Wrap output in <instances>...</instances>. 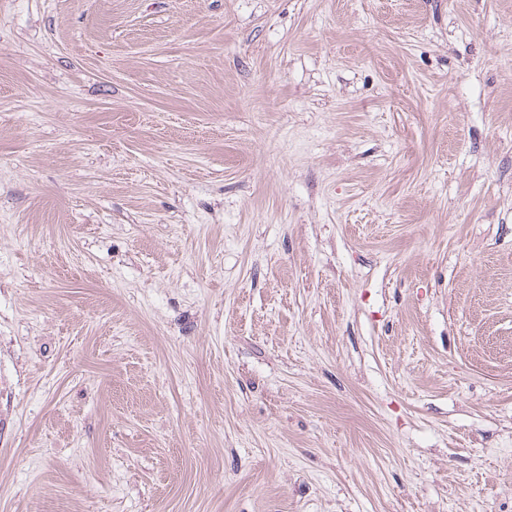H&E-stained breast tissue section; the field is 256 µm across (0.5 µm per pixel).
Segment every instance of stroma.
I'll return each instance as SVG.
<instances>
[{
  "label": "stroma",
  "instance_id": "1",
  "mask_svg": "<svg viewBox=\"0 0 512 512\" xmlns=\"http://www.w3.org/2000/svg\"><path fill=\"white\" fill-rule=\"evenodd\" d=\"M0 512H512V0H0Z\"/></svg>",
  "mask_w": 512,
  "mask_h": 512
}]
</instances>
